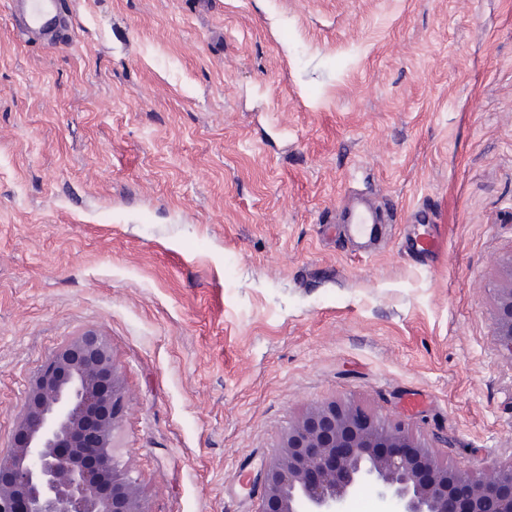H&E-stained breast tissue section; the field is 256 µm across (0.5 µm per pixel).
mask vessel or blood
<instances>
[{"instance_id": "1", "label": "vessel or blood", "mask_w": 512, "mask_h": 512, "mask_svg": "<svg viewBox=\"0 0 512 512\" xmlns=\"http://www.w3.org/2000/svg\"><path fill=\"white\" fill-rule=\"evenodd\" d=\"M15 15L29 39L51 44L70 14L64 0H13ZM385 213L365 192L349 195L340 231L350 244L365 256L376 251V241L385 227Z\"/></svg>"}]
</instances>
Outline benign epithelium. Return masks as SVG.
I'll list each match as a JSON object with an SVG mask.
<instances>
[{
	"label": "benign epithelium",
	"instance_id": "obj_1",
	"mask_svg": "<svg viewBox=\"0 0 512 512\" xmlns=\"http://www.w3.org/2000/svg\"><path fill=\"white\" fill-rule=\"evenodd\" d=\"M494 335L512 359V286L498 292ZM124 412L121 373L101 334L58 347L0 451V512H150L113 445ZM262 481L256 512H341L365 483L399 512H512V461L478 473L450 468L404 424L346 401L315 406L290 426Z\"/></svg>",
	"mask_w": 512,
	"mask_h": 512
}]
</instances>
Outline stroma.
<instances>
[{"mask_svg": "<svg viewBox=\"0 0 512 512\" xmlns=\"http://www.w3.org/2000/svg\"><path fill=\"white\" fill-rule=\"evenodd\" d=\"M0 0V448L94 329L152 512H255L312 406L350 399L450 467L512 460L493 336L512 258V0ZM354 191L439 251L366 257ZM65 0H13L15 15L29 39L47 44L57 41L62 24L70 20Z\"/></svg>", "mask_w": 512, "mask_h": 512, "instance_id": "1", "label": "stroma"}]
</instances>
